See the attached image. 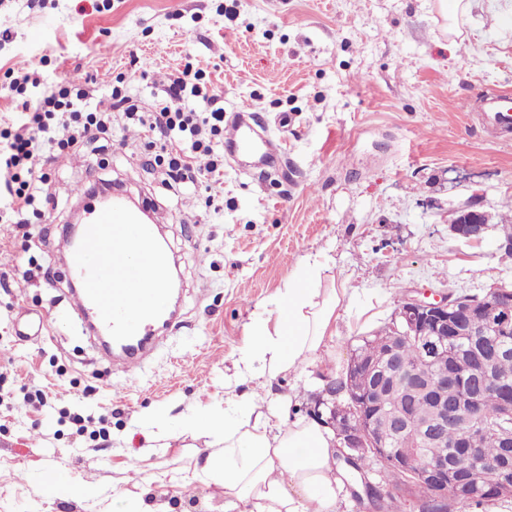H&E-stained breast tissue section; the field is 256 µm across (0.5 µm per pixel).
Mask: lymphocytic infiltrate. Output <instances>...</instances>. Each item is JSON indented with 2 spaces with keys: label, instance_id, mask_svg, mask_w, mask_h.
<instances>
[{
  "label": "lymphocytic infiltrate",
  "instance_id": "lymphocytic-infiltrate-1",
  "mask_svg": "<svg viewBox=\"0 0 512 512\" xmlns=\"http://www.w3.org/2000/svg\"><path fill=\"white\" fill-rule=\"evenodd\" d=\"M30 80L27 66L16 67L7 86L16 112L0 127V213L13 224H28L37 203L44 216L57 210L42 164L98 142L111 133L116 115L141 129L146 165L162 168L171 188L192 194L224 174V106L203 69L188 67L172 76L147 112L128 87L98 95L89 76L57 82L37 97L27 93Z\"/></svg>",
  "mask_w": 512,
  "mask_h": 512
}]
</instances>
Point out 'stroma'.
Returning a JSON list of instances; mask_svg holds the SVG:
<instances>
[{"label": "stroma", "mask_w": 512, "mask_h": 512, "mask_svg": "<svg viewBox=\"0 0 512 512\" xmlns=\"http://www.w3.org/2000/svg\"><path fill=\"white\" fill-rule=\"evenodd\" d=\"M0 0V85L16 60L49 84L89 73L101 89L128 82L143 108L186 64L208 72L224 114L246 109L281 149L272 166L225 156L224 179L182 195L144 166L137 129L113 124L105 148L46 168L61 204L25 233L0 223V273L27 261L38 276L0 283V512H224L202 472L212 439L192 431L199 409L223 416L249 328L275 316L279 288L304 257L328 258L351 295L330 355L308 375L277 380L304 416L327 370L345 372L363 336L389 322L407 289L481 294L512 282L497 251L512 199V132L479 117L512 90V0H476L449 30L438 0ZM147 197L178 263L185 326L143 370L101 360L72 319L56 248L90 176ZM495 222L482 243L454 238L456 211ZM42 316L48 333L19 336ZM42 390L34 407L27 392ZM103 420L80 436L72 416ZM174 437L152 447L148 418ZM141 470H132V457ZM67 470L74 493L46 494L42 474ZM95 496H85L86 488Z\"/></svg>", "instance_id": "stroma-1"}]
</instances>
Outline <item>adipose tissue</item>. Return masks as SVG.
<instances>
[{
  "mask_svg": "<svg viewBox=\"0 0 512 512\" xmlns=\"http://www.w3.org/2000/svg\"><path fill=\"white\" fill-rule=\"evenodd\" d=\"M347 298L328 260H303L279 290L277 317L257 322L240 353L236 375L253 390L237 398L223 422L207 413L190 419L198 433H222L205 473L222 483L226 512H337L343 484L334 431L291 419V398L274 394L272 383L304 372L331 349Z\"/></svg>",
  "mask_w": 512,
  "mask_h": 512,
  "instance_id": "1",
  "label": "adipose tissue"
}]
</instances>
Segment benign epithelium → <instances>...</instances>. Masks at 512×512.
Returning <instances> with one entry per match:
<instances>
[{
	"mask_svg": "<svg viewBox=\"0 0 512 512\" xmlns=\"http://www.w3.org/2000/svg\"><path fill=\"white\" fill-rule=\"evenodd\" d=\"M489 216L484 211L464 209L450 224L453 235L471 244L485 238ZM400 327L388 336L376 337L380 355L367 359L356 353L352 356L341 393L336 386L326 383L317 395L314 415L325 422L339 439V457L354 461L373 457L379 469L402 471L406 479L421 484L438 502L470 498L477 487L475 475L486 465L477 449L467 447L468 428L484 426L481 416V394L495 389L503 394L498 426L501 437L502 468L512 460V394L490 370L491 359L512 351L506 343L494 341L474 353L471 375L459 376L455 367L445 363L443 348L448 338L471 346L476 337L502 335L512 331V288L495 286L483 299L468 296L451 298L450 293L430 295L419 289H410L394 314ZM407 343L418 346L424 366L403 378L406 365L400 357ZM401 386L406 397L398 407L384 404L386 392ZM419 393L427 398L431 415L423 417V408L411 400ZM392 427L402 448L390 447V442L378 433L379 422ZM462 430L457 447L464 449L470 476L458 473L459 466L446 457L429 459L422 465L413 459L424 454L426 448H436L448 442V428Z\"/></svg>",
	"mask_w": 512,
	"mask_h": 512,
	"instance_id": "obj_1",
	"label": "benign epithelium"
}]
</instances>
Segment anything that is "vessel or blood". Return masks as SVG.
Returning <instances> with one entry per match:
<instances>
[{"label":"vessel or blood","instance_id":"b4317fda","mask_svg":"<svg viewBox=\"0 0 512 512\" xmlns=\"http://www.w3.org/2000/svg\"><path fill=\"white\" fill-rule=\"evenodd\" d=\"M482 115L490 126L512 130V92L486 97ZM224 144L260 156L268 141L235 119L224 129ZM65 274L76 284L71 313L111 340L112 361L123 372L145 367L155 355L158 334L179 327L167 250L154 225L123 195L90 204Z\"/></svg>","mask_w":512,"mask_h":512}]
</instances>
